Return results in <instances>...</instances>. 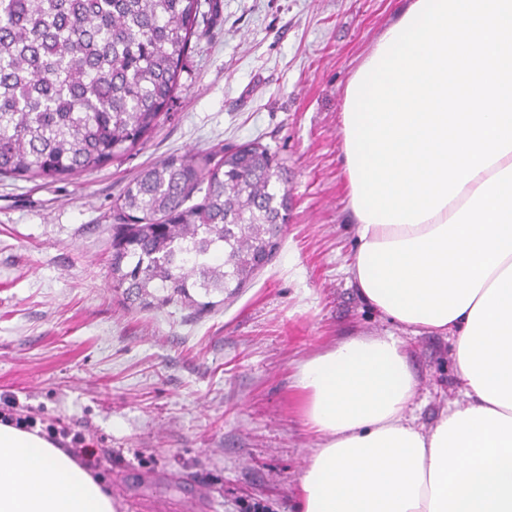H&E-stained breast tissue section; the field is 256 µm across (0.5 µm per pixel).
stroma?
I'll use <instances>...</instances> for the list:
<instances>
[{"label":"stroma","mask_w":512,"mask_h":512,"mask_svg":"<svg viewBox=\"0 0 512 512\" xmlns=\"http://www.w3.org/2000/svg\"><path fill=\"white\" fill-rule=\"evenodd\" d=\"M145 148L47 183L0 178V406L13 401L111 452L80 463L116 512H296L319 438L299 366L396 330L346 268L340 112L354 69L403 0H218ZM257 142L287 171L272 261L223 307L130 309L109 272L112 201L138 171L189 151ZM431 427L458 401L454 339L400 331Z\"/></svg>","instance_id":"obj_1"}]
</instances>
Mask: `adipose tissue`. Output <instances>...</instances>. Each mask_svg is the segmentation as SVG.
<instances>
[{
	"label": "adipose tissue",
	"instance_id": "obj_1",
	"mask_svg": "<svg viewBox=\"0 0 512 512\" xmlns=\"http://www.w3.org/2000/svg\"><path fill=\"white\" fill-rule=\"evenodd\" d=\"M359 243L439 228L512 158V0H407L349 79L340 114ZM441 333L462 406L408 417L403 341L352 338L295 385L321 439L297 512H512V254ZM0 512H115L111 492L38 433L0 422Z\"/></svg>",
	"mask_w": 512,
	"mask_h": 512
}]
</instances>
